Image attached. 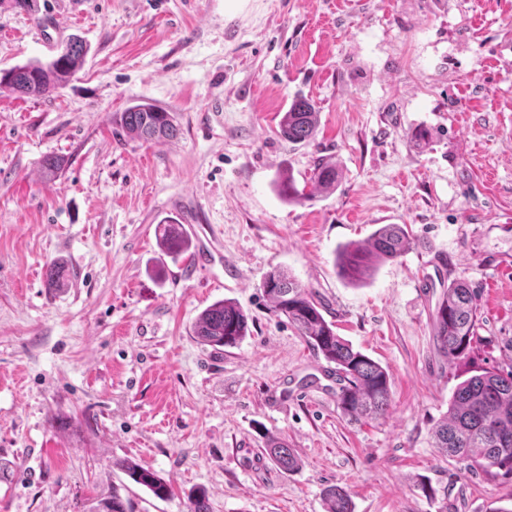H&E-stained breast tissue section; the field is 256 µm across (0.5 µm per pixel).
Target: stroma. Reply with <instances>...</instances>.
<instances>
[{
    "label": "stroma",
    "mask_w": 512,
    "mask_h": 512,
    "mask_svg": "<svg viewBox=\"0 0 512 512\" xmlns=\"http://www.w3.org/2000/svg\"><path fill=\"white\" fill-rule=\"evenodd\" d=\"M0 0V69L48 62L74 35L80 70L44 97L0 90V512H512V474L466 469L432 430L476 368L512 370V0ZM319 107L291 144L280 114ZM175 113L173 140L118 132L137 100ZM430 130L415 145L416 128ZM64 157L44 181L45 156ZM335 191L295 204L278 173ZM176 218L187 251L163 255ZM383 224L411 247L355 283L337 251ZM67 270L45 285L48 264ZM312 291L337 333L384 367L385 418L352 423L331 366L270 309L266 275ZM473 288L468 358L434 344L448 284ZM249 316L237 346L200 345L215 301ZM285 438L293 472L265 454ZM132 458L173 488L155 498ZM447 487L427 499L418 484ZM319 110L315 102L306 97L295 98L279 121L280 137L293 144L310 141L316 133ZM336 164L320 159L314 166L310 182L316 191H334L338 185Z\"/></svg>",
    "instance_id": "1"
}]
</instances>
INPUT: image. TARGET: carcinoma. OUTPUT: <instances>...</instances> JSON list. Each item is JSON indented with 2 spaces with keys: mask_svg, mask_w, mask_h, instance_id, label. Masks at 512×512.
<instances>
[{
  "mask_svg": "<svg viewBox=\"0 0 512 512\" xmlns=\"http://www.w3.org/2000/svg\"><path fill=\"white\" fill-rule=\"evenodd\" d=\"M86 48L82 40L72 37L65 51L50 62H30L13 68L15 75L0 76V87L19 96L41 97L65 84L84 62ZM319 110L306 97L295 98L279 121L280 137L293 144L310 141L316 133ZM128 134L143 140H172L181 129L173 113L149 101H140L118 118ZM65 159L49 155L42 163L43 178L50 180L64 166ZM310 182L317 191H334L338 185L336 164L319 160ZM280 195L290 203H301L312 193L298 190L292 176L280 183ZM159 242L168 251L186 248V232L173 220L161 227ZM411 245L407 230L399 224L377 229L368 244H351L340 251V272L354 280L364 278L376 261L394 260ZM66 279L65 267L53 262L47 268L45 285L61 288ZM262 288L274 312L286 317L299 335L324 359L335 364L340 384L339 407L349 420L376 421L385 416L390 401V378L376 361L354 349L323 315L324 306L316 296L299 284L287 271L275 269ZM474 294L464 279L448 284L433 315V332L438 349L446 356L461 359L469 355L476 322ZM249 329V317L238 303L224 299L206 307L194 323V335L200 344L212 348L236 345ZM436 445L441 451L466 463V468L492 469L512 473V371L480 369L461 381L449 401L448 415L434 429ZM266 452L281 469L290 471L300 465L294 449L278 435L266 438ZM136 484L154 497L167 499L171 487L151 469L134 460L115 463ZM327 512H353L351 497L345 489L332 486L326 490ZM99 512H127L125 501L117 492L99 503Z\"/></svg>",
  "mask_w": 512,
  "mask_h": 512,
  "instance_id": "obj_1",
  "label": "carcinoma"
}]
</instances>
